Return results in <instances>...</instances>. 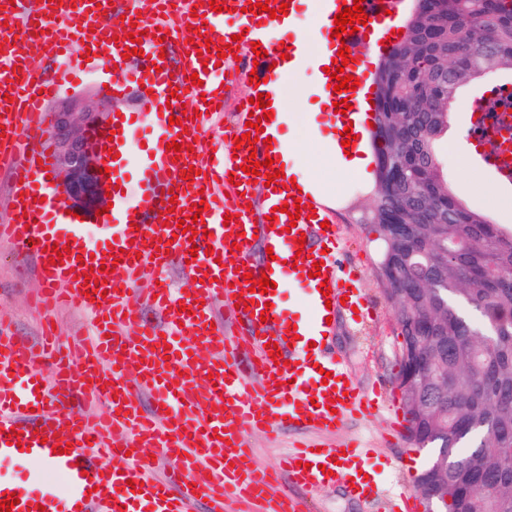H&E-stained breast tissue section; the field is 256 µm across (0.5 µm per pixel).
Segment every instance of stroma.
Wrapping results in <instances>:
<instances>
[{
  "instance_id": "stroma-1",
  "label": "stroma",
  "mask_w": 512,
  "mask_h": 512,
  "mask_svg": "<svg viewBox=\"0 0 512 512\" xmlns=\"http://www.w3.org/2000/svg\"><path fill=\"white\" fill-rule=\"evenodd\" d=\"M107 59H99L94 70L84 71L78 67H65L63 63L45 59L34 60L31 68L39 74L63 72L64 78L51 107H58L63 101L95 102L102 108L115 111L133 112L145 116L147 92L144 88L131 87L123 99H112L103 89L111 82ZM476 96L475 87L464 88L457 96L458 107L452 110L451 124L465 130L463 137L442 135L439 151L443 175L457 191L466 206L495 224L512 229V212L490 207L483 194L471 192L464 187L465 170L474 168L480 155L485 154L490 144L471 137L470 129L477 115L473 111ZM318 101L310 89H303L301 95L291 100L293 118L283 130L289 140L302 143L314 171L324 180L333 184L341 200L332 215L339 227V259L342 270L351 281L352 287L361 289L363 299L357 310H340L329 339V349L342 357L352 380L359 386L378 388L384 402H398L402 399L397 381L396 321L395 314L387 300V284L383 280L378 263V232L375 224L367 217L376 204L374 192L368 191L363 178L351 175L333 177L318 156L314 143L305 139L308 115H315L318 124H325V113L317 112ZM38 287L33 268V259L18 256L16 249L0 242V316L8 319L20 336L37 341L41 331L42 318L32 303V295ZM388 429L385 415L353 417L334 433H312V440L332 443L338 440L354 439L364 447L373 449L367 468L383 490L391 491L403 485L414 488L415 479L421 470V463L427 457L426 451L412 448L407 438L385 440Z\"/></svg>"
}]
</instances>
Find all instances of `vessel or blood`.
Segmentation results:
<instances>
[{"label":"vessel or blood","instance_id":"vessel-or-blood-1","mask_svg":"<svg viewBox=\"0 0 512 512\" xmlns=\"http://www.w3.org/2000/svg\"><path fill=\"white\" fill-rule=\"evenodd\" d=\"M256 2L217 0L214 11L199 0H155L150 16L116 26L110 0H0V18L18 19L28 32L21 39L0 30V164H9L15 180L14 207L0 224V239L33 255L44 315L66 302L96 320L93 335L66 347L45 328L36 348L0 322V457L46 464L59 477L34 491L0 480V500L11 494L17 499L11 512H231L235 503L254 512H309L305 491L339 482L350 484L354 498H379L363 477L364 451L357 444L315 452L302 443L269 469L248 442V431L271 434L297 422L333 432L348 415L381 406L325 349L332 309L358 299L341 282L338 228L329 209L299 196L283 175L288 163L279 148L236 142L252 116L260 118L265 136L279 138V127L264 120L253 100L264 93L272 108L287 111L284 71L310 58L309 41H266L270 15L251 13ZM352 4L326 0L319 46L334 54L348 46L346 71L360 84L338 93L325 73L316 89L358 112L376 97L365 77L372 55L395 46L390 34L399 0H364L366 24L344 39L332 38L335 15ZM228 22L242 33L247 53L219 83L209 63L224 44ZM134 29L144 34L139 56L126 53ZM186 29L194 40L180 66L171 67L163 54ZM78 42L92 57L111 59L113 97L144 85L167 104L136 165L129 162L136 115L113 117V206L97 217L94 239L83 223L56 215L45 105L60 82L34 75L29 66L43 54L64 56ZM254 42L264 58L250 51ZM253 71L258 78L240 102L238 121L218 125L223 84ZM209 122L217 123L227 143L216 157L188 149ZM175 139L181 152L169 147ZM250 156L273 159L281 177L245 174L242 165ZM193 167L198 175H190ZM257 183L265 193L256 207L250 190ZM293 202L301 206L295 222L283 210ZM197 213L205 232L179 233L178 222ZM157 215L163 224L154 223ZM258 244L266 253L257 259ZM58 247L63 256L55 255ZM317 261L322 267L316 277ZM169 267L179 268L190 288L176 290L164 281L138 291L144 269ZM87 270L93 283L82 278ZM263 274L274 288L250 291L249 276ZM293 281L306 290V314L281 305ZM325 281L331 286L326 295L320 291ZM276 348L281 355L275 360ZM146 394L153 397L147 409L141 404ZM13 432L14 444L8 441Z\"/></svg>","mask_w":512,"mask_h":512}]
</instances>
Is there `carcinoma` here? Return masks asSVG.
Here are the masks:
<instances>
[{
	"label": "carcinoma",
	"instance_id": "obj_1",
	"mask_svg": "<svg viewBox=\"0 0 512 512\" xmlns=\"http://www.w3.org/2000/svg\"><path fill=\"white\" fill-rule=\"evenodd\" d=\"M440 40L425 45L429 22ZM405 34L379 63L375 81L391 78L376 105L380 161L401 166L395 181L377 167L376 206L368 220L382 237L381 264L389 299L417 371L404 406L406 433L419 448H446L460 460L454 473L434 475L448 487L445 512H512V230L469 211L437 172L438 138L451 112L426 106L457 92L464 41L494 39V62L512 63V0H438L434 18L413 12ZM448 344H443V338ZM501 491L481 497L488 479Z\"/></svg>",
	"mask_w": 512,
	"mask_h": 512
}]
</instances>
